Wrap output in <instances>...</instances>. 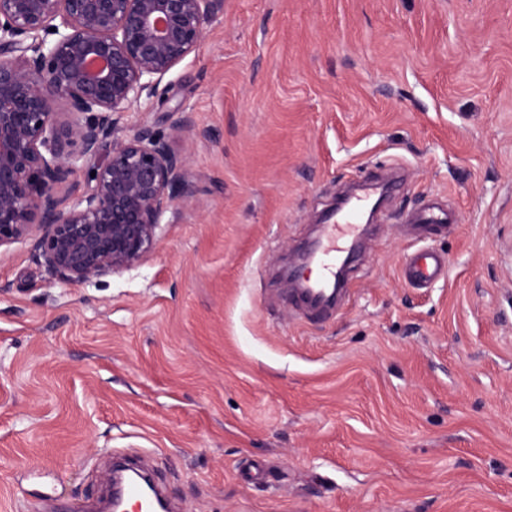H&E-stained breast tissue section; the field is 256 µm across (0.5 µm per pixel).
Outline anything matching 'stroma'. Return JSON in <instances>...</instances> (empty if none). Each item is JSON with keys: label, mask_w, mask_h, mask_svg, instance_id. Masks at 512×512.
Here are the masks:
<instances>
[{"label": "stroma", "mask_w": 512, "mask_h": 512, "mask_svg": "<svg viewBox=\"0 0 512 512\" xmlns=\"http://www.w3.org/2000/svg\"><path fill=\"white\" fill-rule=\"evenodd\" d=\"M163 84L119 119L194 123L156 250L76 285L0 250L10 512H80L113 448L178 512H512V0H226ZM397 168L348 305L297 311L322 209ZM432 200L455 222L417 238ZM445 267L446 261L441 254L418 249L406 257L402 272L408 282L427 287L444 274Z\"/></svg>", "instance_id": "obj_1"}]
</instances>
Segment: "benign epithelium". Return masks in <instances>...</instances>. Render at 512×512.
<instances>
[{
	"label": "benign epithelium",
	"mask_w": 512,
	"mask_h": 512,
	"mask_svg": "<svg viewBox=\"0 0 512 512\" xmlns=\"http://www.w3.org/2000/svg\"><path fill=\"white\" fill-rule=\"evenodd\" d=\"M223 13L224 0H0V248L34 239L68 284L157 248L164 214L194 194L188 159L114 115L158 94ZM169 121L192 131L179 109Z\"/></svg>",
	"instance_id": "obj_1"
}]
</instances>
